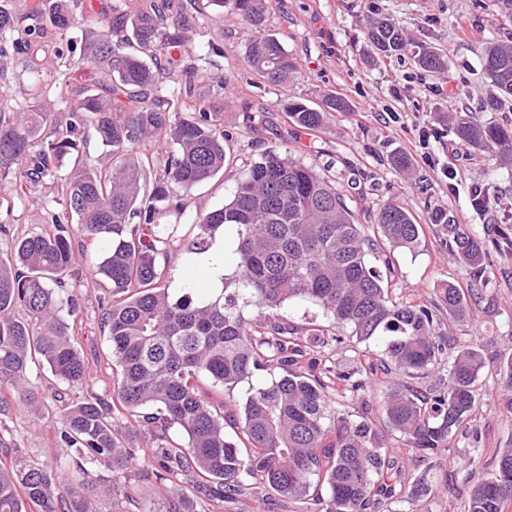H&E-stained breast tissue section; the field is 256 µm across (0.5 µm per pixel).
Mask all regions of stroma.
Here are the masks:
<instances>
[{
    "label": "stroma",
    "instance_id": "1",
    "mask_svg": "<svg viewBox=\"0 0 512 512\" xmlns=\"http://www.w3.org/2000/svg\"><path fill=\"white\" fill-rule=\"evenodd\" d=\"M270 25L299 67L298 78L285 86L258 85L245 60L248 31L239 19L216 6L202 7L195 20L194 40L210 46L202 66L225 77L226 85L214 95L224 109V127L233 134L223 173L183 192V215H170L175 239L192 237V216L201 209L222 207L236 180L250 160L268 150L288 155L335 177L370 217L391 199L403 201L418 219L430 209L448 208L456 223L474 232L486 224H512V169L500 164L493 153L463 145L438 120L448 109L478 112L480 120L512 125V112H483L482 99L492 87L483 71L480 49L485 40L512 37V24L498 14L497 0H269ZM394 19L408 33L442 50L448 68L440 75L418 69L410 59L389 60L372 55L364 29L369 7ZM58 61L47 53L38 72H31L26 57H9L0 70V102L15 110L25 109L35 82L47 86L58 107L91 89L92 81L74 71L69 86L53 82ZM345 98L349 109L334 113L329 124L305 134L281 112V104L299 98L309 106L320 104L324 94ZM411 156L422 188H415L392 167L393 154ZM484 185L494 201L485 214L470 205L473 184ZM57 192L51 181L19 189L0 184V253L9 254L16 238L44 229ZM397 294L418 300L435 299L438 284L451 281L469 287V268L456 260L445 246L436 226L425 227V245L418 253L397 251L391 256ZM100 249H83L71 269L70 281L79 301L77 329L80 345L92 371L91 390L112 396L110 344L102 313L111 288L97 272ZM487 292L491 307H477L470 320L459 326L457 336L479 331L487 355L512 351V262L491 259ZM30 388L41 395L48 415L36 421L21 408L0 414V445L18 448L36 457L57 451V417L63 398L70 392L65 383L46 381L31 371ZM484 399L473 426L481 435L484 468L467 474L457 462L468 446L464 438L451 443L448 457L436 458L403 447L389 437L390 448L406 471L426 474L432 491L417 500L389 504L386 512H465L466 488L490 477L491 461L499 449L512 446V416L499 406L500 385L494 373L479 380ZM135 488L132 498H105L99 512H162L161 483L150 467L136 465L128 471Z\"/></svg>",
    "mask_w": 512,
    "mask_h": 512
}]
</instances>
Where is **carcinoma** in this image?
I'll return each mask as SVG.
<instances>
[{
	"mask_svg": "<svg viewBox=\"0 0 512 512\" xmlns=\"http://www.w3.org/2000/svg\"><path fill=\"white\" fill-rule=\"evenodd\" d=\"M210 2L238 14L250 30L246 59L260 82L276 86L297 78V62L267 32L268 0ZM25 19L35 24L20 27ZM194 32V18L178 0H150L130 27L121 21L110 33L87 0H38L22 18L11 0H0V55L24 54L34 70L43 46L63 41L67 51L57 54L65 67L87 73L104 90L75 100L61 115L40 82L26 111L0 105V182L50 179L58 182L62 201L50 214V228L16 239L10 254L0 256V412L16 404L42 418L44 403L27 388L34 367H48L74 392L59 415L56 462L18 448L0 452V512H98L101 496L130 495L132 487L116 474L140 451L168 487L165 512H219L246 485L256 495L306 497L308 512H383L392 501L430 494L424 476L409 477L397 465L387 433L436 457L453 438L468 436L474 451L467 466L482 465L472 422L479 375L489 367L484 337L461 343L450 328L469 320L486 296L492 255L512 257V225L477 235L448 211L431 212L426 223L438 225L448 252L471 268L474 287L444 282L435 301L403 300L389 288V260L380 267L374 258L384 247L419 252L424 227L408 207L397 199L382 204L370 235L336 179L269 151L250 163L227 204L195 214L197 233L179 242L195 254L232 225L235 279L208 301L190 281L179 297L161 287L157 257L173 245L165 219L183 211L176 189L224 171L232 140L211 96L197 91L195 67L186 64L177 74L167 55L183 47L205 59L208 51L194 43ZM367 38L386 58L408 55L431 73L447 66L437 49L375 10ZM481 54L496 89L484 108L498 112L512 105V43L486 44ZM345 108L344 100L329 95L317 108L291 100L283 111L301 130L315 131ZM440 120L450 122L464 144L512 167L511 125L482 123L467 112ZM88 129L104 148L97 168L81 159ZM165 143L174 150L149 189L156 162L149 145ZM393 165L405 179L414 176L408 156L395 155ZM76 239L101 247L98 271L112 285L103 314L112 349L109 402L90 391L89 363L76 347L74 327L61 316L79 308L64 278L75 262ZM294 301L317 305L327 323L282 324L278 312ZM248 305L257 308L253 323L241 314ZM346 334L382 343L386 359L365 349L355 370H336V384L357 392L392 372L406 378L387 388L375 419L332 410L330 386L299 365L305 350L340 345ZM275 366L279 377L251 384ZM495 367L503 405L512 413V354ZM243 382L249 388L236 419L224 393ZM140 426L165 440L133 447L130 437ZM172 427L184 442L166 438ZM100 464L112 475L90 480V467ZM494 464L491 476L469 491L465 512L512 508V448L499 451Z\"/></svg>",
	"mask_w": 512,
	"mask_h": 512,
	"instance_id": "obj_1",
	"label": "carcinoma"
}]
</instances>
